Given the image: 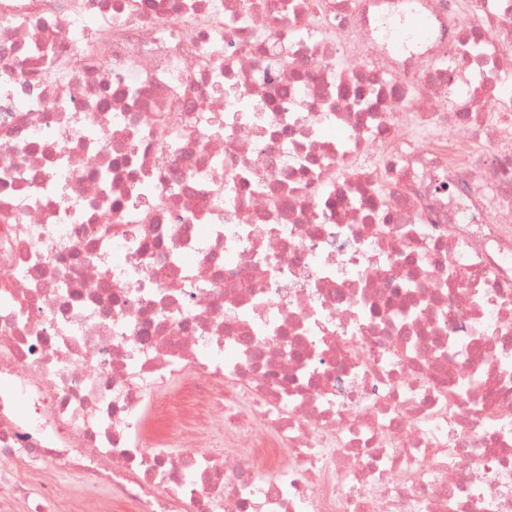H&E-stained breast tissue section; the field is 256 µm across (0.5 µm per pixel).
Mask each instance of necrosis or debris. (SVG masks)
I'll list each match as a JSON object with an SVG mask.
<instances>
[{"label":"necrosis or debris","instance_id":"obj_1","mask_svg":"<svg viewBox=\"0 0 512 512\" xmlns=\"http://www.w3.org/2000/svg\"><path fill=\"white\" fill-rule=\"evenodd\" d=\"M15 500L512 512V0H0ZM21 479L30 486H40L46 482L56 483L73 497H78L81 492L78 478L64 472L26 473L21 475Z\"/></svg>","mask_w":512,"mask_h":512}]
</instances>
